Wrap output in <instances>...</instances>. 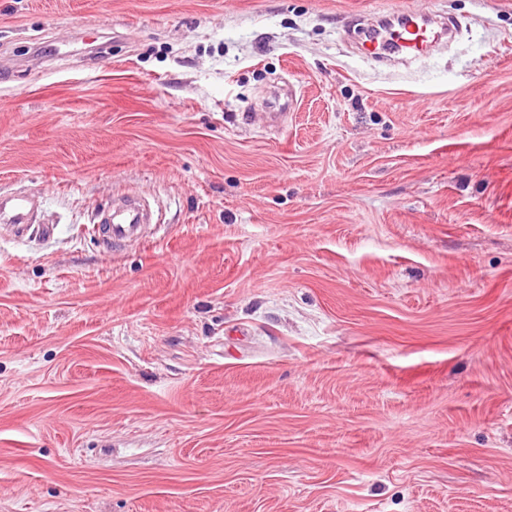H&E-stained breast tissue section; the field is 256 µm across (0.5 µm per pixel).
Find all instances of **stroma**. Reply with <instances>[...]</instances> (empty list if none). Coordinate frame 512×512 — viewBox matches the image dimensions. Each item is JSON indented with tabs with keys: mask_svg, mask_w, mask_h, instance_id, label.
Listing matches in <instances>:
<instances>
[{
	"mask_svg": "<svg viewBox=\"0 0 512 512\" xmlns=\"http://www.w3.org/2000/svg\"><path fill=\"white\" fill-rule=\"evenodd\" d=\"M422 8L448 47L361 48ZM36 189L0 512H512V0H0ZM140 205L129 204L124 208L113 211L106 224L96 226V232L102 242L114 247L132 238L138 224L147 216V212Z\"/></svg>",
	"mask_w": 512,
	"mask_h": 512,
	"instance_id": "1",
	"label": "stroma"
}]
</instances>
